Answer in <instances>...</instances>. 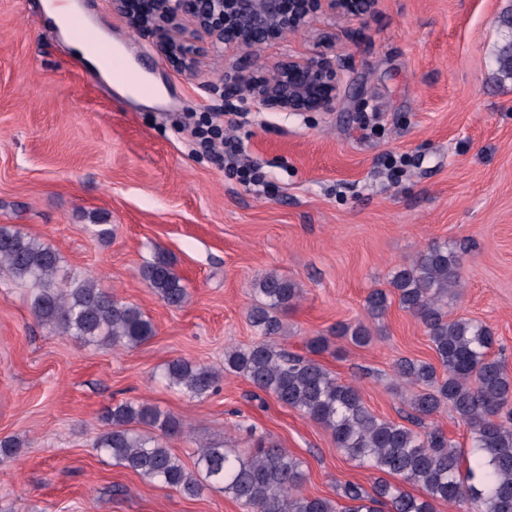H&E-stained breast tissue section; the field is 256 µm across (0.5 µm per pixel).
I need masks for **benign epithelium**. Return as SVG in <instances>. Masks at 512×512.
I'll return each mask as SVG.
<instances>
[{"mask_svg": "<svg viewBox=\"0 0 512 512\" xmlns=\"http://www.w3.org/2000/svg\"><path fill=\"white\" fill-rule=\"evenodd\" d=\"M377 0H112V11L147 38L180 72H191L208 49L224 47L247 61L264 46L309 25L321 14L361 18ZM342 64L324 56L288 55L271 64L273 77L242 65L219 81L224 108L303 115L330 112L341 92Z\"/></svg>", "mask_w": 512, "mask_h": 512, "instance_id": "obj_1", "label": "benign epithelium"}]
</instances>
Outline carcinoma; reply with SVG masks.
I'll use <instances>...</instances> for the list:
<instances>
[{
  "label": "carcinoma",
  "mask_w": 512,
  "mask_h": 512,
  "mask_svg": "<svg viewBox=\"0 0 512 512\" xmlns=\"http://www.w3.org/2000/svg\"><path fill=\"white\" fill-rule=\"evenodd\" d=\"M499 26L504 37L494 53L495 71L499 79L512 81V8L499 15ZM2 270L30 288L28 304L37 319L85 345L130 350L154 336L150 319L136 305L102 290L93 278L64 269L55 249L19 227L0 226ZM141 274L168 305L180 307L187 301L186 285L164 254L154 256ZM390 286L400 307L426 329L438 360L435 365L404 358L396 364V375L409 392L412 419L420 422L449 407L473 435L467 454L438 427L421 433L377 417L355 386L339 383L320 362L282 348L281 315L295 305L300 288L275 272L254 282L249 320L258 341L229 348L224 373L247 379L328 429L336 448L378 474L371 490L345 483L344 505L307 495L303 462L262 439L247 455L203 444L190 471L162 442L184 434L185 422L146 401L105 408L95 448L114 464L186 498L215 486L247 512H436L440 502L464 512H512V418L501 415L512 402V375L490 354L494 336L489 328L448 312L462 287L460 256L445 243L431 245L396 269ZM390 305L384 289H374L366 298L373 320L383 318ZM336 335L359 346L372 340L370 328L361 322L336 327ZM162 378L198 399L209 396L221 380L213 368L184 359L168 362ZM390 476L401 483L390 482ZM408 484L424 494H412Z\"/></svg>",
  "instance_id": "obj_1"
}]
</instances>
